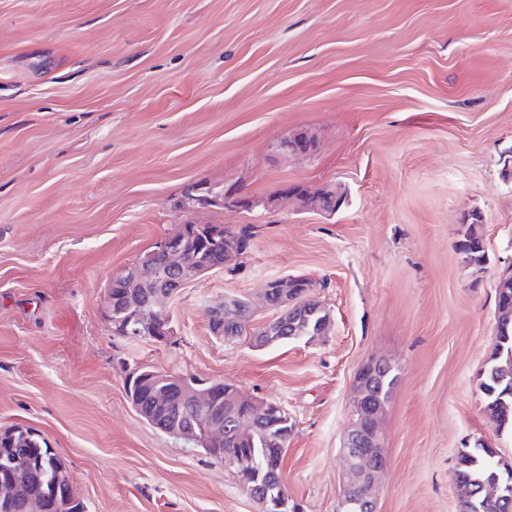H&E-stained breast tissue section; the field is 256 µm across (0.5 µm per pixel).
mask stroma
Here are the masks:
<instances>
[{"label": "stroma", "mask_w": 512, "mask_h": 512, "mask_svg": "<svg viewBox=\"0 0 512 512\" xmlns=\"http://www.w3.org/2000/svg\"><path fill=\"white\" fill-rule=\"evenodd\" d=\"M307 134L311 155L275 144ZM198 181L258 198L189 204ZM482 217L487 258L456 249ZM251 225L235 271L171 301L176 334H113V274L181 224ZM512 265V0H0V427L29 426L82 512H260L238 476L147 423L142 366L234 385L295 423L281 477L298 512H336L353 382L399 381L381 418L376 512H458L459 448L512 462L483 411L496 277ZM305 275L333 314L323 341L227 343L209 311ZM292 196L299 199L305 206H317L328 212L336 211V200L343 197V192L331 188H318L311 191L308 187H300Z\"/></svg>", "instance_id": "obj_1"}]
</instances>
